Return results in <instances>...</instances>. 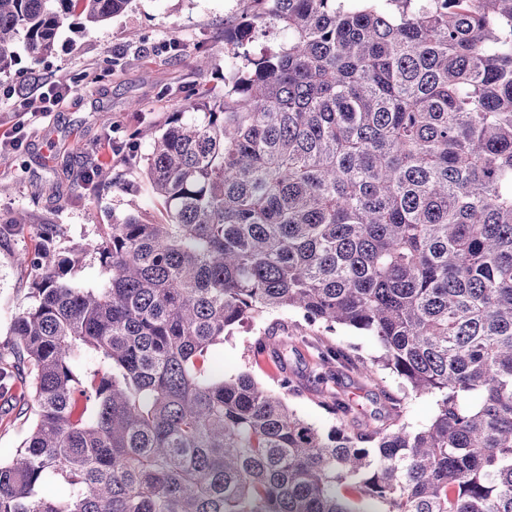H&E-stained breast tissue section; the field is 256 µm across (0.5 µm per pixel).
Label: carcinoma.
Masks as SVG:
<instances>
[{
    "label": "carcinoma",
    "mask_w": 512,
    "mask_h": 512,
    "mask_svg": "<svg viewBox=\"0 0 512 512\" xmlns=\"http://www.w3.org/2000/svg\"><path fill=\"white\" fill-rule=\"evenodd\" d=\"M129 2L0 0V73L17 39L39 59ZM267 24L287 41L154 139L164 217L84 248L101 283L77 253L17 257L34 302L0 386L33 424L0 512H512V0H267L231 40ZM281 310L368 332L433 421L356 428L335 394L325 433L208 369ZM73 278L78 283L88 286L99 283L104 276L98 256L94 253L87 254L82 264L75 268Z\"/></svg>",
    "instance_id": "1"
}]
</instances>
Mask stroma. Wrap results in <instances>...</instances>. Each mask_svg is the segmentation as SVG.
I'll use <instances>...</instances> for the list:
<instances>
[{
    "instance_id": "obj_1",
    "label": "stroma",
    "mask_w": 512,
    "mask_h": 512,
    "mask_svg": "<svg viewBox=\"0 0 512 512\" xmlns=\"http://www.w3.org/2000/svg\"><path fill=\"white\" fill-rule=\"evenodd\" d=\"M249 9L247 0H131L123 13L87 32L62 28L47 58L33 60L18 46L19 62L0 74V90L12 86L35 96L47 84L69 87L70 94L62 106L26 123L21 148L0 161V216L24 209L34 217L23 234L0 240L1 347L15 315L32 303L29 272L16 257L43 247L40 223L62 225L54 248L65 255L99 240L125 214L159 218V201L145 179L153 138L172 113L203 120L202 110L193 107L199 96L222 98L232 62L228 35ZM165 41L178 43V50L161 51ZM200 56L209 59L203 72L195 68ZM101 162L111 163L113 184L89 180ZM260 340L266 351L257 356L253 346ZM329 346L349 354L351 364L334 370L325 387L312 373ZM381 353L364 332L342 326L328 331L288 310L234 329L224 339L220 362L225 372H248L275 392L280 374H287L292 387L283 392L285 401L325 431L336 424L325 407L336 392L350 397L355 425L423 429L435 415L434 398L413 393L391 370L375 366ZM31 421L0 398L1 460L11 457Z\"/></svg>"
}]
</instances>
